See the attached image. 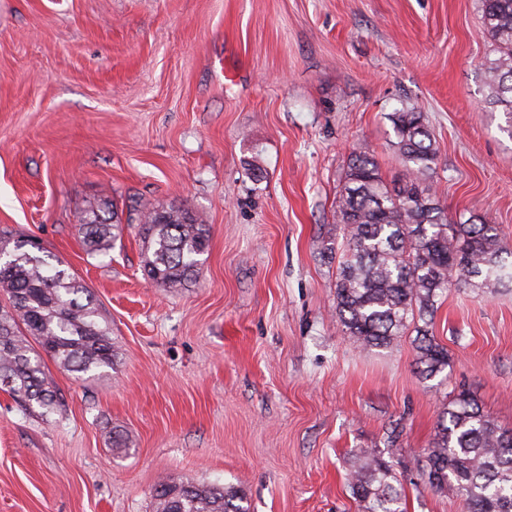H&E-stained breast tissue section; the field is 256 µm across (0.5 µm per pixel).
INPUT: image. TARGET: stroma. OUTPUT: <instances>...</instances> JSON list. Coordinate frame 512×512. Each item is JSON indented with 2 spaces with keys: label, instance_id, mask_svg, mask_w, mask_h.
<instances>
[{
  "label": "stroma",
  "instance_id": "stroma-1",
  "mask_svg": "<svg viewBox=\"0 0 512 512\" xmlns=\"http://www.w3.org/2000/svg\"><path fill=\"white\" fill-rule=\"evenodd\" d=\"M491 56L479 0H0V237L86 284L115 353L94 377L47 362V419L0 390V512H149L163 480L233 487L249 512H357L364 454L406 512H461L415 461L463 388L512 429V287L449 289L431 325L449 366L424 382L413 334L371 351L344 334L320 249L353 147L400 178L389 116L412 107L449 215L512 247ZM106 196L203 216L191 287L147 279L136 223L87 254L76 226Z\"/></svg>",
  "mask_w": 512,
  "mask_h": 512
}]
</instances>
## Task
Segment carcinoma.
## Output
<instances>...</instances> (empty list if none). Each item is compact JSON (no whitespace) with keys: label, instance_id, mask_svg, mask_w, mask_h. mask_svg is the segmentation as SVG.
<instances>
[{"label":"carcinoma","instance_id":"carcinoma-1","mask_svg":"<svg viewBox=\"0 0 512 512\" xmlns=\"http://www.w3.org/2000/svg\"><path fill=\"white\" fill-rule=\"evenodd\" d=\"M494 58L485 64L488 104L506 114L512 137V0H481ZM403 165L389 186L370 149L350 153L334 220L342 242L324 244L336 260V316L365 349H389L408 332L425 381L448 367V349L429 332L438 301L450 288L480 296L512 283V250L496 225L458 223L437 198L431 179L436 140L417 108L390 114ZM144 275L185 288L208 247L204 219L188 208L143 206L138 213ZM121 218L112 201L84 212L78 233L90 254L112 249ZM0 389L48 417L60 402L44 372L49 357L85 375L114 365L109 329L90 290L29 239L0 240ZM417 466L429 488L458 499L462 512H512V429L498 426L461 391L441 412L432 448ZM358 512H406L405 491L386 460L365 456L350 473ZM153 512H246L243 497L221 485L160 482Z\"/></svg>","mask_w":512,"mask_h":512}]
</instances>
